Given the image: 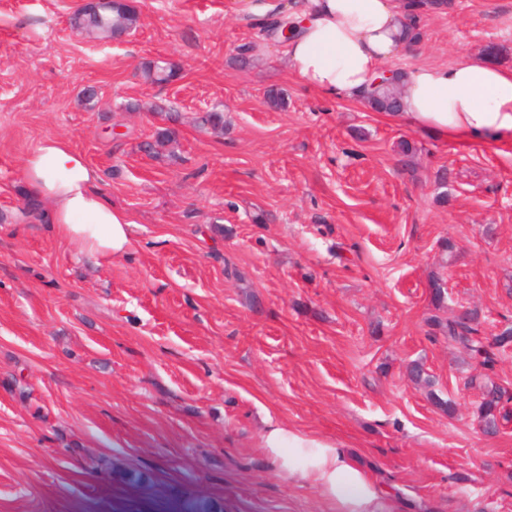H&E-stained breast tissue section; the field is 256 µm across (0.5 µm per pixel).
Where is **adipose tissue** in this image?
Returning <instances> with one entry per match:
<instances>
[{
  "label": "adipose tissue",
  "mask_w": 512,
  "mask_h": 512,
  "mask_svg": "<svg viewBox=\"0 0 512 512\" xmlns=\"http://www.w3.org/2000/svg\"><path fill=\"white\" fill-rule=\"evenodd\" d=\"M406 0H304L287 19L296 27L286 55L307 86L334 98L364 100L384 66L407 43ZM399 118L466 143L512 139V70L468 57L413 67L400 80ZM24 179L47 204L56 232L97 264L131 245L133 223L99 188L100 177L69 143L48 139L27 155ZM261 446L278 475L314 487L330 512H398L399 501L336 441L273 425Z\"/></svg>",
  "instance_id": "obj_1"
}]
</instances>
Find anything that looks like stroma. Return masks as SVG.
<instances>
[{
	"instance_id": "1",
	"label": "stroma",
	"mask_w": 512,
	"mask_h": 512,
	"mask_svg": "<svg viewBox=\"0 0 512 512\" xmlns=\"http://www.w3.org/2000/svg\"><path fill=\"white\" fill-rule=\"evenodd\" d=\"M132 2L130 34L90 39L80 0H0V512H328L275 473L274 424L335 440L405 512H512V422L483 434L468 384L512 392V350L488 371L438 329L466 309L486 335L512 323V141L324 98L243 0ZM419 29L392 68H512V0H453ZM160 58L163 86L144 74ZM214 109L220 134L197 124ZM171 113L175 163L140 148ZM48 138L133 220L111 263L23 216Z\"/></svg>"
}]
</instances>
